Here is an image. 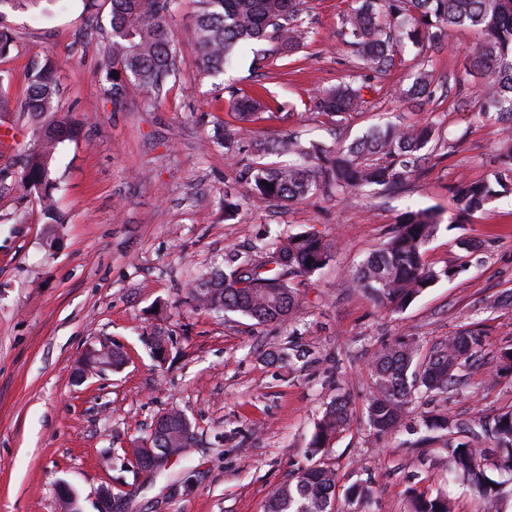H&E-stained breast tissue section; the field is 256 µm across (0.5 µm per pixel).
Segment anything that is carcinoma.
<instances>
[{
	"instance_id": "carcinoma-1",
	"label": "carcinoma",
	"mask_w": 512,
	"mask_h": 512,
	"mask_svg": "<svg viewBox=\"0 0 512 512\" xmlns=\"http://www.w3.org/2000/svg\"><path fill=\"white\" fill-rule=\"evenodd\" d=\"M58 0H0V21L5 10L30 12L45 17ZM111 33L103 70L112 96L113 111L125 104L128 85H135L150 102L157 99L166 81L177 70V45L170 21L181 0H109ZM198 10L193 35L202 68L222 73L233 62L234 50L254 41L275 44L282 54L292 53L308 15L307 0H196ZM450 28H467L481 35L473 58L482 83L477 92V117L512 133V0H362V5L343 16L341 35L356 52L354 67L383 72L395 65L401 45L408 40L441 43ZM57 66L51 59L29 71L23 102L38 124V147L20 161L17 175L29 193L37 196L44 211L56 213L53 190L57 178L55 155L78 126L55 118L59 92ZM365 85H339L318 93L314 108L331 118L360 109ZM436 91L433 75L420 70L404 90L406 99L431 98ZM236 124L224 127L225 155L233 159L246 139L245 124L252 121L257 101L230 95ZM433 123L407 127L387 124L371 130L344 148L320 144L306 147L289 137L281 151L292 160L276 167H250L243 173L248 203L274 200L294 202L314 195H357L366 187H387L405 178L431 142ZM501 170L493 178L461 182L453 189L459 216L485 208L493 199L512 192V138L505 140ZM273 188L266 187V184ZM440 220L433 209L407 210L392 235L371 253L351 276L376 303L395 309L408 306L420 293L442 279L461 272V266L436 269L423 259L426 245L438 232ZM332 260L331 245L316 232H300L280 241L260 260L238 261L230 251L224 263L199 276L191 288L197 310L238 313L259 324L280 323L291 317L300 303V290L290 285L295 277H307ZM483 346L480 330L464 325L448 340L432 346L419 357L414 340L399 342L375 355L373 390L364 408L366 425L381 436L396 430L418 394L446 393L462 384V372ZM171 431L160 448L185 452L195 443L183 441L182 414L166 411ZM348 400L338 395L314 422L307 448L311 457L324 452L330 440L350 425ZM428 431L445 432L448 476L475 490L485 512L496 510L499 481L488 469L493 461L500 475H512V409L492 419L465 423L445 415L421 418ZM489 442H484L482 437ZM336 471L315 461L300 467L292 478L266 498L263 512H336ZM414 512H451L448 498H420Z\"/></svg>"
}]
</instances>
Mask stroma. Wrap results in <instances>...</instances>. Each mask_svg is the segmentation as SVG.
<instances>
[{"mask_svg":"<svg viewBox=\"0 0 512 512\" xmlns=\"http://www.w3.org/2000/svg\"><path fill=\"white\" fill-rule=\"evenodd\" d=\"M361 3L310 0L306 32L290 57L270 54L257 70L247 49L211 76L200 69L192 38L197 2L182 0L171 23L176 78L152 104L128 87L119 112L101 73L108 0H58L46 19L7 13L16 47L0 57V135L11 142L0 148V512H60L63 482L80 494L85 512H96L94 493L104 484L131 495L132 512H263L268 494L306 465L313 424L339 393L352 404L353 422L323 454L336 470L337 501L358 482L371 497L352 512H413L415 498L439 494L453 512H479L477 493L448 480L443 437L418 448V420L431 411L468 421L512 409V374L495 371L500 350L512 347V306L499 303L512 294V194L464 219L451 199L456 184L498 169L503 135L475 116L480 37L468 30L449 31L438 46L405 44L395 67L364 72L373 90L347 120L313 110L319 91L349 78L355 56L340 17ZM47 58L58 66L59 116L84 122L79 138L58 148L57 224L15 177L19 157L38 145L36 123L21 108L27 74ZM423 68L437 91L407 102L402 92ZM233 90L263 91L271 104L251 123L253 139L299 131L307 141L346 146L371 128L430 118L436 132L397 186L246 206L228 221L225 190L247 189L241 166L283 160L244 151L228 161L217 136L233 120ZM416 208L441 217L424 261L466 267L395 311L354 288L350 275ZM304 231L322 235L333 259L300 284L290 321L264 325L236 313L191 311L193 279L226 250H271ZM466 239L476 244L468 254L459 246ZM471 323L483 330L484 346L462 388L414 400L397 432L374 437L363 419L374 355L403 339L426 350ZM158 331L170 345L162 365L146 346ZM98 339L120 345L126 364L76 382ZM292 342L305 358L290 366L271 360ZM173 407L195 426L193 453L150 482L121 470V458ZM188 474L193 489L171 493Z\"/></svg>","mask_w":512,"mask_h":512,"instance_id":"35a3bbf8","label":"stroma"}]
</instances>
